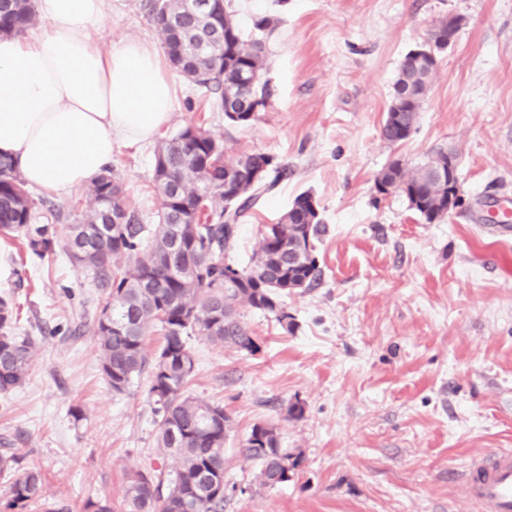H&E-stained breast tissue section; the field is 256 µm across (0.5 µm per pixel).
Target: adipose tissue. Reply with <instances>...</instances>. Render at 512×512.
<instances>
[{
  "instance_id": "obj_1",
  "label": "adipose tissue",
  "mask_w": 512,
  "mask_h": 512,
  "mask_svg": "<svg viewBox=\"0 0 512 512\" xmlns=\"http://www.w3.org/2000/svg\"><path fill=\"white\" fill-rule=\"evenodd\" d=\"M104 0H37L29 37H0V154L59 198L91 184L118 144L151 140L173 112L158 54L92 38Z\"/></svg>"
}]
</instances>
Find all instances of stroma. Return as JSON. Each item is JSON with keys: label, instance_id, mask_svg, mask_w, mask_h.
<instances>
[{"label": "stroma", "instance_id": "obj_1", "mask_svg": "<svg viewBox=\"0 0 512 512\" xmlns=\"http://www.w3.org/2000/svg\"><path fill=\"white\" fill-rule=\"evenodd\" d=\"M149 0H105V36L161 47ZM243 30L279 20L267 78L273 96L245 125L211 111L176 73L171 121L223 140L225 153L262 151L288 177L241 224L234 258L247 263L263 225L302 192L324 230L312 287L285 297L291 328L242 309L260 346L249 353L192 337L193 396L223 405L224 512H489L469 507L451 479L471 457L512 449V0H228ZM459 17L438 58L412 135L391 146L379 130L398 67L442 18ZM155 141L115 148L112 166L141 223L157 219ZM459 159L460 206L426 224L403 196L377 197L391 156ZM32 189L40 223L65 237L86 199ZM0 297L14 332L36 342L23 385L0 395V454L45 475L50 498L81 512L86 497L120 503L137 471H168L149 377L112 392L96 342L55 334L93 318L106 295L64 252L31 260L0 236ZM302 416H287L291 404ZM82 419H74L72 408ZM274 425L298 465L285 484L259 485L241 452L254 425Z\"/></svg>", "mask_w": 512, "mask_h": 512}]
</instances>
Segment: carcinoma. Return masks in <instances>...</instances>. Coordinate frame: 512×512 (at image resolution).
Here are the masks:
<instances>
[{
    "label": "carcinoma",
    "mask_w": 512,
    "mask_h": 512,
    "mask_svg": "<svg viewBox=\"0 0 512 512\" xmlns=\"http://www.w3.org/2000/svg\"><path fill=\"white\" fill-rule=\"evenodd\" d=\"M150 16L162 38L172 68L190 81L215 110L233 124L244 125L270 104L272 91L264 79L267 36L278 18L257 19L258 34L247 36L234 14L210 23L186 7L185 0H151ZM38 22L34 0H0V36L18 35ZM215 35L209 47L190 44L205 29ZM448 45V28L434 26L426 38L427 52H408L391 93L381 138L397 145L416 125L438 54ZM448 170V152L434 153L413 166L392 157L374 179V191L419 198L414 211L427 224L447 219L448 184L439 181ZM287 175V169L265 152L224 159V142L194 125L161 141L155 150L153 183L161 199L159 223L137 224L128 213L123 186L110 166L94 182L81 203L80 216L69 225L68 237L87 238L73 252L57 238L52 224L35 223V200L8 157L0 156V234L19 237L28 255L43 259L61 249L78 267L93 270L106 289L105 302L90 321L56 327L63 336H92L99 349L102 375L116 393L134 377L149 371L148 395L160 416L157 447L174 460L168 473L137 471L128 478L121 512H224V442L231 418L224 407L187 395L194 358L187 338L202 337L237 350L254 352L257 343L242 320L240 308L271 314L288 323L284 297L309 288L319 269L313 240L322 220L310 207L314 196L298 195L276 224L260 232L258 249L242 266L231 259L239 224ZM122 222L107 239L86 233L96 224ZM184 244L173 253L171 232ZM17 317L10 300L0 298V393L24 382L33 363L34 341L15 336ZM155 327L163 344L154 357L145 349V333ZM241 452L260 464L262 485L274 488L290 480L297 461L282 447L276 428L256 424ZM16 456H0V474L9 478L4 508L25 512L41 503L44 512H70L68 505L46 497L44 475L34 466L18 467Z\"/></svg>",
    "instance_id": "obj_1"
}]
</instances>
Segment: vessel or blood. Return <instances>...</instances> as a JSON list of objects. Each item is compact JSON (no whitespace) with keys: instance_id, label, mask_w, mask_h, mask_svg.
<instances>
[{"instance_id":"obj_1","label":"vessel or blood","mask_w":512,"mask_h":512,"mask_svg":"<svg viewBox=\"0 0 512 512\" xmlns=\"http://www.w3.org/2000/svg\"><path fill=\"white\" fill-rule=\"evenodd\" d=\"M469 497L491 512H512V451L474 457L465 473Z\"/></svg>"}]
</instances>
